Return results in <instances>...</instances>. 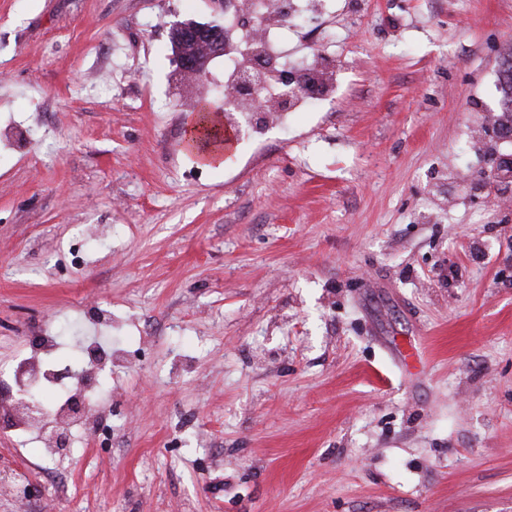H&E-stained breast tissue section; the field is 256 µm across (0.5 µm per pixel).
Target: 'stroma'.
Here are the masks:
<instances>
[{
  "label": "stroma",
  "mask_w": 512,
  "mask_h": 512,
  "mask_svg": "<svg viewBox=\"0 0 512 512\" xmlns=\"http://www.w3.org/2000/svg\"><path fill=\"white\" fill-rule=\"evenodd\" d=\"M309 16L333 98L218 168L168 36L212 0H0V369L111 314L120 427L70 462L0 435V512H512V205L473 190L512 0Z\"/></svg>",
  "instance_id": "obj_1"
}]
</instances>
